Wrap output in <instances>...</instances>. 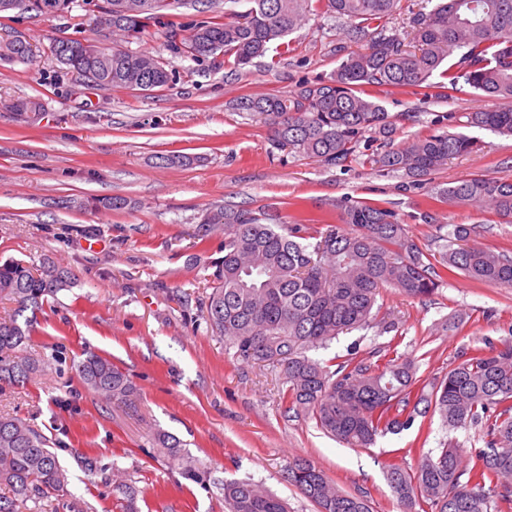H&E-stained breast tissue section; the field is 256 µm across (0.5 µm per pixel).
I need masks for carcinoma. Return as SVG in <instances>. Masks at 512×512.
<instances>
[{
  "mask_svg": "<svg viewBox=\"0 0 512 512\" xmlns=\"http://www.w3.org/2000/svg\"><path fill=\"white\" fill-rule=\"evenodd\" d=\"M199 0H85L89 10L112 18V47L91 39H50L49 51L67 72L96 90L161 88L169 74L154 56L128 49L154 27L190 57L216 68L237 70L276 45L290 52L284 38L317 13L349 24L356 41L375 20L391 15L399 0H247L242 11L226 10L221 0H206L210 16L184 20L182 8ZM432 7L413 21L406 40L381 30L366 46L351 51L329 76L302 84L291 93L243 97L237 110L268 130L271 141L342 166L368 136L388 142L395 131L383 105L365 87L429 88L449 98L466 88L500 101L492 110L467 112L459 126L512 134V0H428ZM72 0H0V13L19 10L35 16H62ZM33 46L21 36L0 42V61H23ZM476 140L446 130L377 154L387 171H402L419 181L468 153ZM448 205L481 203L512 222V180L472 175L441 189ZM338 223L282 224L275 209L220 207L207 211L204 231H224V256L205 305L210 330L236 349L237 357L281 368L289 407L351 448H367L376 437L410 428L417 416L433 410L449 428L479 429L486 448L477 463L464 464L467 449L448 443L419 454L414 470L391 466L387 480L401 503L422 512H491L512 501V337L498 346L475 347L427 394L418 387L412 363L395 351L376 361L352 353L341 362L309 355L329 348L343 333L374 324L377 297L393 288L408 297H428L443 271H461L472 280L512 288V255L467 244L471 228L448 226L440 264L409 235L395 213L378 204L343 200ZM70 286V275L53 262L39 267L21 260L0 264V299L15 305L0 319V382L27 380L42 359L28 350L31 321L46 296ZM79 382L98 396L127 402L136 386L112 360L90 353L75 365ZM424 408H419V405ZM159 453L198 478L181 442L157 438ZM285 479L317 512H370L367 500L341 490L312 462L297 457ZM67 474L53 442L29 422L0 414V512H22L28 503L60 492ZM120 512H138L136 490L122 482ZM228 512H288L287 503L251 479L222 484Z\"/></svg>",
  "mask_w": 512,
  "mask_h": 512,
  "instance_id": "1",
  "label": "carcinoma"
}]
</instances>
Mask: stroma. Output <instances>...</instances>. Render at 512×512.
<instances>
[{
    "instance_id": "obj_1",
    "label": "stroma",
    "mask_w": 512,
    "mask_h": 512,
    "mask_svg": "<svg viewBox=\"0 0 512 512\" xmlns=\"http://www.w3.org/2000/svg\"><path fill=\"white\" fill-rule=\"evenodd\" d=\"M20 35L35 48L26 62H0V263L53 260L72 285L47 298L36 315L31 347L46 369L19 385L0 383V412L26 419L56 441L68 465L63 492L43 512H116L114 487L123 478L137 491L139 512H224L220 486L253 478L286 499L290 512L316 507L284 479L290 460L305 457L371 512H404L386 480L390 465L413 469L417 449L448 440L483 447L475 428L449 430L438 416L417 417L368 448H350L325 435L313 419L289 410L280 368L246 363L213 336L204 318L208 283L224 254V234L200 235L205 209L232 205L277 207L284 221L337 220V200L393 209L423 250L443 251L441 226L472 228V244L512 252V223L475 204L434 200L441 188L471 175L512 179V136L475 130L479 149L449 159L426 181L381 170L368 151L331 167L280 150L266 127L237 111L246 96L296 90L330 74L356 50L342 20L315 15L289 41L292 53L267 56L241 70L212 69L170 47L162 28L132 48L159 57L171 80L150 91H100L79 85L51 56L50 38L112 36L95 13L74 0L61 17L0 14V39ZM396 118L395 143L438 132L439 116L488 108L473 90L436 99L430 90H370ZM43 102L41 115L14 109L16 100ZM177 151L190 165H162ZM121 196L129 209H91L90 198ZM380 314L397 322L340 335L324 359L367 357L397 342V351L435 383L463 352L483 340L512 335V288L477 283L464 274L445 278L434 296L383 291ZM458 330L445 331L448 319ZM106 356L134 382L132 400L107 402L77 381L73 364L84 352ZM186 445L201 473L186 478L160 456L157 433ZM94 457L91 474L74 454Z\"/></svg>"
}]
</instances>
